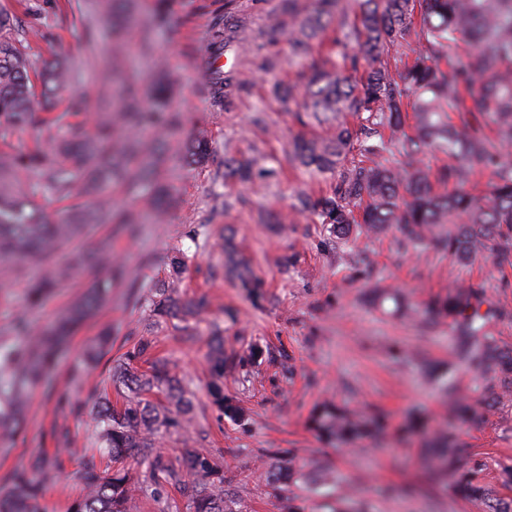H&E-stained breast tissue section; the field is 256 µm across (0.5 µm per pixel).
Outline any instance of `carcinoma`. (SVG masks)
<instances>
[{
	"mask_svg": "<svg viewBox=\"0 0 512 512\" xmlns=\"http://www.w3.org/2000/svg\"><path fill=\"white\" fill-rule=\"evenodd\" d=\"M124 0L75 2V8L95 9L124 30L136 14L121 13ZM358 12L342 10L338 26H330L339 0H317L314 16L290 35L295 56L303 59L294 81L281 95L283 109L304 125L323 134L299 140L293 152L299 164L330 175L317 192L297 195L295 209L323 225L336 245L356 243L385 228L397 229L413 247L424 246L470 264L493 254L512 252V0H356ZM325 49L314 52L311 35ZM40 37L29 27L17 38L0 37V119L15 127L37 120L38 107L51 102L72 80L69 65L60 59L33 68L27 49ZM112 82L126 92L120 111L112 112V97L102 99L103 118L92 128L71 125L82 102L66 101L52 118L54 139L65 155L62 162L39 149L26 154L0 155V265L43 263L95 224H115L131 232L134 215L116 217L108 194L123 186L134 192L158 174L163 163L156 144L175 125L177 117L160 109L140 107L136 78L109 68ZM231 82L223 74L212 78L215 105L231 101ZM360 118L354 127L347 115ZM118 140L121 151L109 144ZM205 131L191 135L179 159L201 165L209 154ZM444 163L435 170L422 165L428 154ZM229 174L253 177L248 161L224 160ZM493 174L485 195L466 189L476 169ZM38 174L57 194L67 195L82 185L98 195L89 210H71L56 224H44L18 188V170ZM166 277L143 291L109 248L90 254L74 249L66 264L50 267L30 284L29 301L42 304L71 273L93 261L109 272L86 285L83 298L69 306L48 328L28 329L25 318L15 323L21 344L0 340V441L12 442L25 425L30 392L43 387L53 392L50 378L69 336L94 317L107 301L113 278L127 288L143 308L152 330H170L186 340L197 333L206 300H185L177 283L189 257L177 247ZM226 264L248 296L264 297L255 278L231 243L224 244ZM394 302L393 313L413 307L398 291L382 289L374 302ZM428 311L448 322L455 333L458 361L484 383L479 398H456V384H443L449 410L481 420L498 398L497 383L512 381V351H504L492 325L508 311L489 304L482 287L461 284L431 300ZM108 328L86 348V361L103 366L105 379L95 388L89 410V448L78 472L80 493L68 512H126L139 492L156 502L167 487L191 485L194 512H233L224 500V470L206 454L188 452L179 466L156 450L158 436L186 432L193 405L175 367L153 353L154 342L141 336L125 351L112 355ZM207 361L211 370L210 396L217 411L235 422L242 408L224 396V369L237 362L224 356V328L212 324ZM312 429L327 442L379 438L386 416L350 413L326 402L310 419ZM439 470L453 479L455 491L483 512H512L482 482L485 463L458 446L451 434L440 432L434 445ZM141 460L147 468L133 478L123 461ZM65 460L37 451L13 468L0 484V512H41L43 485L64 468Z\"/></svg>",
	"mask_w": 512,
	"mask_h": 512,
	"instance_id": "1",
	"label": "carcinoma"
}]
</instances>
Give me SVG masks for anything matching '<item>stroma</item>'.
<instances>
[{"mask_svg": "<svg viewBox=\"0 0 512 512\" xmlns=\"http://www.w3.org/2000/svg\"><path fill=\"white\" fill-rule=\"evenodd\" d=\"M314 0H297L288 10L282 0H173L163 20L154 18V0H139L141 23L130 35L124 54L114 51L112 26L93 12L70 9L65 0H0V15L17 27L39 25L44 36L33 46L36 59L70 58L74 79L70 96L82 97L83 118L98 117L99 87L104 66L129 64L137 73L144 101H151L155 69L163 58L173 82L170 108L179 112L181 127L168 139L178 151L196 128L206 129L210 155L201 165L172 169L163 181L169 189L168 218L144 224L136 236L111 235L109 226L80 238L82 246L111 238L114 253L124 255L146 286L164 278L173 248L192 264L180 283L184 298L206 297L205 317L224 327V353L247 362L224 375V393L244 410L238 423L219 416L211 404L205 363L206 336L185 341L159 332L156 351L172 359L184 377L195 420L184 435L167 434L159 446L172 460L185 452L210 455L224 466V493L234 512H478L452 487L434 482L419 457L422 444L448 423V401L427 374L436 367L453 376L462 394H471L477 377L462 366L447 323L420 315H393L392 302L383 308L369 303L373 288H397L423 303L432 295L462 282L482 285L493 304L512 311V264L482 259L461 265L452 258L406 249L390 230L360 240L366 262L343 261L321 225L293 209L298 191L317 188L322 177L310 176L288 162V150L299 136L316 129L279 111L273 84L295 71L288 35L314 12ZM223 21L228 40L225 72L241 89L229 107H214L210 80L201 69L204 39L215 21ZM15 128L0 121V151L49 149L45 119ZM254 160L252 181L224 175L230 156ZM30 199L46 221H60L73 206L90 204L89 196L73 192L57 196L33 183ZM284 215L281 224L267 223L269 213ZM205 225L206 237L193 240L188 231ZM233 238L265 283L266 297L253 302L224 274L222 246ZM110 325L117 341L141 336V308L125 284L117 283L96 321L83 326L53 373L58 387L82 368L83 349L101 325ZM325 402L360 413H384L390 433L331 445L309 426L312 411ZM69 427L72 439L66 466L47 487L41 512H66L79 487L77 457L87 445L83 418L59 413L43 389H35L26 412L23 442H0V477L30 453L55 450L52 431ZM457 440L484 457L485 479L498 496L512 500V484H502L501 467L512 466V392H504L478 425L457 424ZM279 468L308 472L318 468L331 477L328 488L313 491L296 479L274 488L267 473Z\"/></svg>", "mask_w": 512, "mask_h": 512, "instance_id": "stroma-1", "label": "stroma"}]
</instances>
